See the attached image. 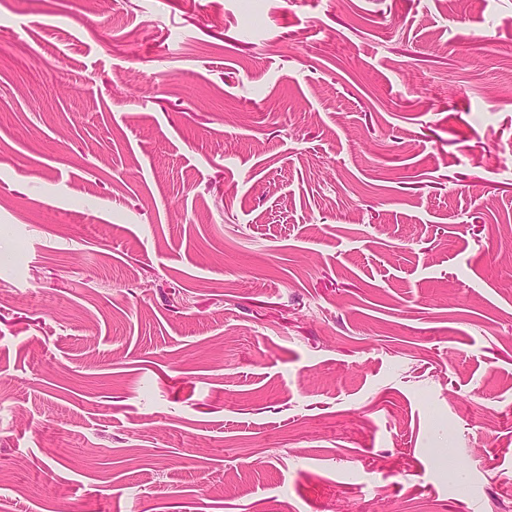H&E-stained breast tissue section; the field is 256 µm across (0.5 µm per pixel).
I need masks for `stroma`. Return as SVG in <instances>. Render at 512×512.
I'll return each mask as SVG.
<instances>
[{
    "instance_id": "35a3bbf8",
    "label": "stroma",
    "mask_w": 512,
    "mask_h": 512,
    "mask_svg": "<svg viewBox=\"0 0 512 512\" xmlns=\"http://www.w3.org/2000/svg\"><path fill=\"white\" fill-rule=\"evenodd\" d=\"M0 512H512V0H0Z\"/></svg>"
}]
</instances>
